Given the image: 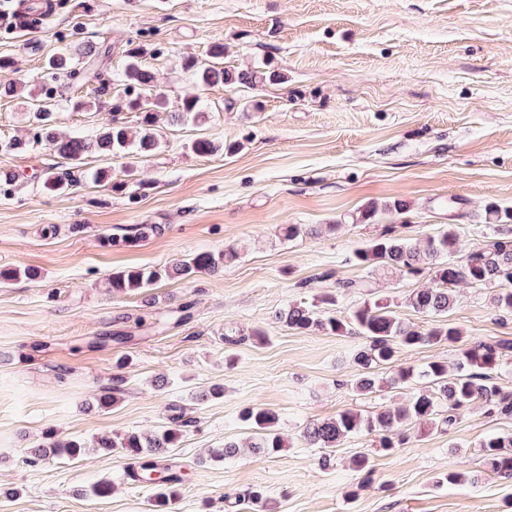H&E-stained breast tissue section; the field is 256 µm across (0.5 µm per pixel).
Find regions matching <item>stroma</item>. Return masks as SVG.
I'll return each mask as SVG.
<instances>
[{"mask_svg":"<svg viewBox=\"0 0 512 512\" xmlns=\"http://www.w3.org/2000/svg\"><path fill=\"white\" fill-rule=\"evenodd\" d=\"M38 29L0 27V56L12 69L0 84L31 80L56 49L112 44L102 82L114 87L127 43L144 49L143 66L166 96L160 149L149 156L95 153L89 169L110 168L117 191L81 182L48 194L41 181L63 165L52 149L25 146L23 99L0 97V171L18 177L0 196V267H33L36 279L0 288V512H145L150 486L126 478L122 449L78 460L24 463L22 451L46 428L90 442L132 430L156 431L179 405L191 425L167 461L183 476L170 512H241L225 493L263 490L269 512H505L512 481L493 475L475 484H440L448 469L483 468L480 440L512 434V417L472 407L448 431L407 430L393 452L361 433L337 448L329 467L300 432L313 419L345 410L375 413L390 393L360 396L348 334L301 333L276 318L296 301L335 291L337 282L370 283L341 295L338 309L362 305L369 292L407 296L427 277L394 279L351 260L385 226L415 241L455 225L460 254L487 241L488 206L512 211V0H55ZM224 46V68L278 70L285 83H235L199 90L183 68L188 56ZM200 96L204 119L174 123L184 98ZM58 130L93 136L107 112L56 107ZM206 138L236 143L232 154L199 156ZM398 200V212L384 211ZM376 215L363 220L368 206ZM47 224L59 227L45 238ZM74 224L82 233L71 232ZM140 224L162 231L119 243ZM290 224H317L319 236L288 238ZM239 257L213 275L162 280L113 293L115 269L168 266L224 247ZM449 320L460 345L401 351L396 364H453L459 347L512 341V315L500 316L489 288L460 285ZM189 304L180 316L181 304ZM268 340L236 347L227 360L224 332ZM128 382L117 404L91 408L117 361ZM167 379L164 389L155 377ZM218 384L204 403L192 392ZM273 410L286 442L270 456L243 454L197 465L196 459L242 437L241 411ZM368 456L373 481L357 488L354 456ZM108 480L111 494L92 487Z\"/></svg>","mask_w":512,"mask_h":512,"instance_id":"obj_1","label":"stroma"}]
</instances>
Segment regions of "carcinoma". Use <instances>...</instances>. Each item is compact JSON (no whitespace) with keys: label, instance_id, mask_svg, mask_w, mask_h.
<instances>
[{"label":"carcinoma","instance_id":"carcinoma-1","mask_svg":"<svg viewBox=\"0 0 512 512\" xmlns=\"http://www.w3.org/2000/svg\"><path fill=\"white\" fill-rule=\"evenodd\" d=\"M103 53L112 54V47L103 49L91 44L75 54L68 46L46 62L45 81L40 84L42 94L36 97L29 112L32 126L30 143L48 146L69 161V167L61 171L44 173L41 186L46 193H63L76 186L85 158L93 152L123 157L133 147L138 154L147 156L158 148L156 124L165 96L156 88L151 71L140 64L141 49L133 44L125 50L126 64L119 83L114 87L111 111L139 113V138H131L129 127L116 117L90 138H62L56 132L53 112L57 98L65 95L73 83L85 85L98 78L94 62ZM184 69L192 72L197 85L203 89L218 84L247 83L256 78L273 81L282 78L279 73L267 71L251 76L237 74L213 62L195 58L186 60ZM204 115L200 98L195 97L183 103L182 111L174 116V120L196 121ZM236 149L234 142L220 146L208 139H198L191 145V150L200 156L220 150L231 154ZM489 215L494 217V223L487 225V244L462 260L453 259L458 241L453 224L428 237L421 245L395 234L394 228L389 227L353 252L356 264L381 267L401 277H420L427 271L433 273L431 287L414 291L404 299V305L413 312L438 317L428 329L404 321L395 310L397 303L382 297L352 308L345 315L334 309L338 305L336 296L322 297L310 304H290L276 314L286 327L299 332L317 330L336 336L354 332L363 337L364 343L351 355L352 361L360 368V374L350 383V388L359 394L395 392L413 382L424 385V389L414 393L407 403L393 409L373 414L348 410L332 418L307 423L302 439L306 447L322 449V465L330 463L331 454L343 441L364 431L378 436L380 448L389 452L405 439L407 426L420 425L428 431L450 428L473 404L482 406L489 415L512 416V392L504 390L495 381L502 352L512 349V344L507 341L479 342L462 349L452 373L442 362H429L420 368L400 367L388 378H379L376 372L380 367L393 364L403 349L460 342L462 332L448 320V312L456 303L453 287L459 283L497 286L496 292L490 296L493 307L503 314L512 315V224L501 223L500 212L495 208L489 210ZM236 258L237 253L232 248L217 253L199 252L172 266H143L115 271L109 276V284L116 294L133 292L149 288L165 278L190 279L215 274ZM22 276L31 278L36 273L28 268L21 271L0 267V286H8ZM126 383L124 375H113L112 385L100 388L96 404L103 408L115 405L117 394L123 391ZM240 420L249 430L246 447L251 453L273 455L285 447L277 429L278 415L273 411L260 406L246 407L240 413ZM176 440L175 429L152 434L130 432L112 438H98L94 447L105 451L121 448L131 459L141 461L140 472L134 474L140 480L146 469L155 467L156 461L168 457ZM479 447L488 470L511 480L512 434L489 436ZM85 450L83 441L62 439L55 429L48 428L40 441L27 449L26 462L36 465L51 454L57 456L61 453L73 458ZM239 452V443L229 440L224 442V447L211 449L209 458L223 461L236 457ZM163 471L164 478L153 485L150 512H168V506L179 496L181 472L171 466L163 468ZM225 499L234 501L236 505L245 503L260 512L266 508L265 496L258 489L229 494Z\"/></svg>","mask_w":512,"mask_h":512}]
</instances>
